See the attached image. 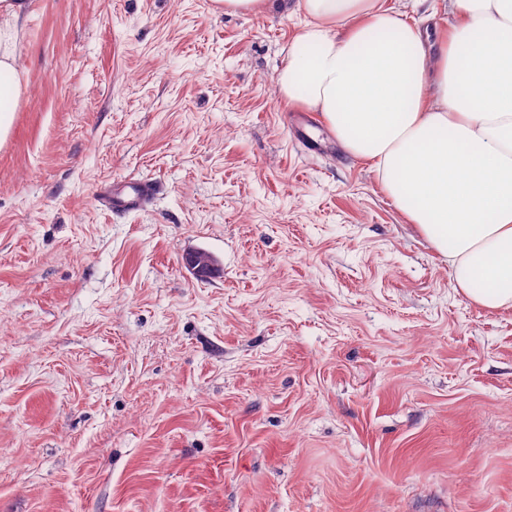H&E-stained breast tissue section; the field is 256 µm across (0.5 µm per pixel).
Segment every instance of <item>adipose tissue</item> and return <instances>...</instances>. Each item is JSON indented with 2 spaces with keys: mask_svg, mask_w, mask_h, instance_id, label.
Instances as JSON below:
<instances>
[{
  "mask_svg": "<svg viewBox=\"0 0 512 512\" xmlns=\"http://www.w3.org/2000/svg\"><path fill=\"white\" fill-rule=\"evenodd\" d=\"M431 34L382 0H299L306 21L275 78L370 162L471 301L512 307V0H449ZM26 0H0V145L27 76Z\"/></svg>",
  "mask_w": 512,
  "mask_h": 512,
  "instance_id": "ef3b65f1",
  "label": "adipose tissue"
}]
</instances>
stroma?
<instances>
[{
  "instance_id": "35a3bbf8",
  "label": "stroma",
  "mask_w": 512,
  "mask_h": 512,
  "mask_svg": "<svg viewBox=\"0 0 512 512\" xmlns=\"http://www.w3.org/2000/svg\"><path fill=\"white\" fill-rule=\"evenodd\" d=\"M303 22L32 0L0 512H512V309L456 289L321 114L297 152L275 77ZM131 178L160 189L111 212ZM159 191L152 181L132 179L121 185L104 187L102 201L113 211H132L144 207ZM184 263L198 277H206L215 269L213 257L201 249L187 252L184 256Z\"/></svg>"
}]
</instances>
